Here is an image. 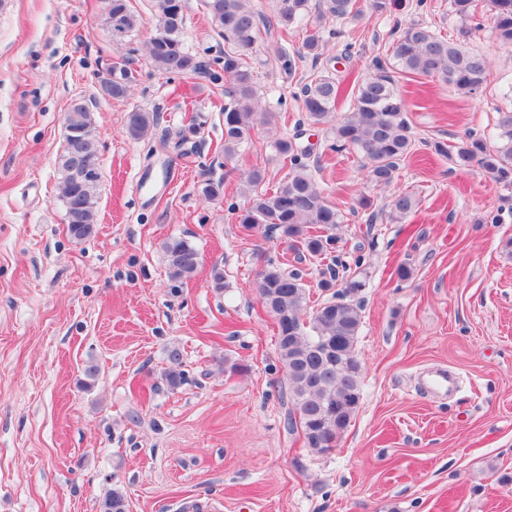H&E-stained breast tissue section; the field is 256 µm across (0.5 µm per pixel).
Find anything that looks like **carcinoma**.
<instances>
[{"label":"carcinoma","mask_w":512,"mask_h":512,"mask_svg":"<svg viewBox=\"0 0 512 512\" xmlns=\"http://www.w3.org/2000/svg\"><path fill=\"white\" fill-rule=\"evenodd\" d=\"M279 0L274 17L265 18L251 6V0H204L219 35L227 47L224 55L201 60L186 46L184 0H153L156 34L147 43V57L154 71L194 79L208 75L214 84L224 83V162L235 160L241 145L255 125H270L276 113L260 110V94L252 65L247 61L262 32L273 28L288 30L310 19L299 51V59L318 60L325 37H337L348 22H358L366 14L385 15L396 0ZM494 34L502 44L512 46V0H488ZM449 12L467 25L477 16L475 0H449ZM140 24L128 0H107L102 25L112 42L121 44ZM394 67L409 74L437 79L464 94L479 90L487 80L488 60L461 41L450 40L425 22L413 21L398 28L393 43ZM374 73L357 76L351 85V110L333 128L331 150H354L366 161L369 180L388 187L397 179L400 162L412 151L414 141L405 116V104L397 92L390 68L377 59ZM136 80L135 69L126 58L115 62L100 84L109 83L107 97L127 96ZM340 95V81L320 75L301 89L305 120L321 126L330 122ZM157 115L142 109L128 113L126 133L132 139L147 135ZM65 146L57 157L61 201L71 238H92L98 224V187L101 174L83 177L74 163L80 150L98 159L99 141L94 111L82 98L71 100L64 113ZM493 140L468 134L452 145L428 143L431 152L448 156L460 168L478 167L507 189H512V112H500ZM277 155L288 164V173L268 188L267 174L259 166L250 169L244 180L248 201L238 210L241 228L277 232L291 245L297 259L331 260L330 277L320 282L331 296L313 308L304 320L307 301L301 275L282 266L279 259L265 256L259 271V301L275 319L276 345L288 376L292 401L291 427H300L304 444L312 452L327 454L336 449L342 434L354 417L362 398V365L356 354L361 329V308L356 296L365 282L339 276L336 267V225L339 211L326 198L311 170L310 148L296 139L278 138L273 142ZM224 181L206 180L201 189L208 200L225 195ZM418 202L409 193L396 192L385 217L402 221L416 211ZM169 276L180 282L193 279L201 264L198 249L178 236L162 243ZM125 495L114 489L104 499L102 512H126Z\"/></svg>","instance_id":"obj_1"}]
</instances>
